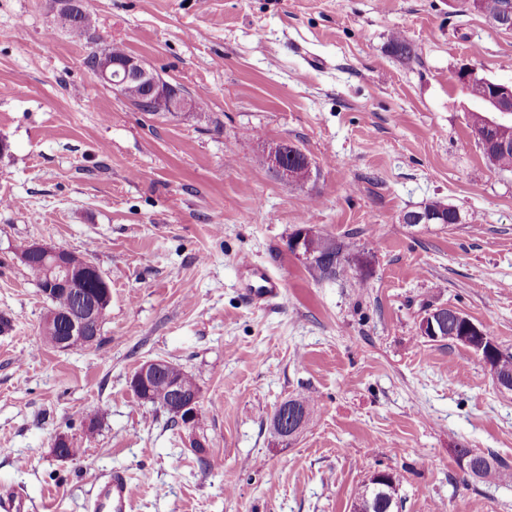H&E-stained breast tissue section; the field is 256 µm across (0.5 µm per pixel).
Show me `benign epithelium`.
Wrapping results in <instances>:
<instances>
[{"mask_svg": "<svg viewBox=\"0 0 512 512\" xmlns=\"http://www.w3.org/2000/svg\"><path fill=\"white\" fill-rule=\"evenodd\" d=\"M98 77L117 88L127 82L144 85L151 100V111L157 115H175L192 107L189 100L178 95L175 90L165 85L156 73L141 62L130 56L123 63L105 64L97 69ZM457 81L465 89L474 93L478 99L490 103V111L499 114L512 113V83H491L486 79L476 78L474 69L465 66L457 72ZM487 129L491 134L483 135L487 148L494 152L506 151L512 148V126L495 118H487ZM287 142L278 141L266 148V161L269 168L283 181L297 182L300 173L288 165L286 156ZM442 219L438 214L424 211L405 212L402 220L406 224H433ZM321 235L314 226L305 225L299 229L291 241L293 252L303 258L304 246L307 241ZM68 250L33 242L29 244L25 254L18 255L20 261L27 265L31 258H42L43 271L47 280L70 291L75 299V306L70 315V335L82 339L83 347H91L98 342L100 329L107 308L112 299V291L108 281L95 265L74 272L68 266ZM100 281L98 293L91 296L83 292L88 277ZM450 319L458 324V334L453 336L455 342L473 350L481 358L487 368H492L498 356L496 343L475 324L466 314L451 307L441 308V312L431 311L421 316L418 321V332L424 338L437 341L441 339L444 319ZM161 360L149 359L140 364L131 378V383L137 387L148 384V380L160 369ZM200 396L191 399L183 397L177 387H172L168 400L160 403L161 409L172 415L177 421L188 426L193 421ZM308 424L307 413L300 410L295 401H283L275 410L270 421L273 438L279 443H288L303 431Z\"/></svg>", "mask_w": 512, "mask_h": 512, "instance_id": "obj_1", "label": "benign epithelium"}]
</instances>
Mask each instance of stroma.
I'll use <instances>...</instances> for the list:
<instances>
[{
  "mask_svg": "<svg viewBox=\"0 0 512 512\" xmlns=\"http://www.w3.org/2000/svg\"><path fill=\"white\" fill-rule=\"evenodd\" d=\"M82 6L78 41L59 0H0V487L34 512H85L120 468L133 512H351L391 470L399 512H512V481L473 478L457 455L512 463V391L417 333L422 305H448L512 352V173L487 162L456 80L467 64L512 81V32L453 0ZM396 33L415 57L393 53ZM115 45L196 107L137 110L84 63ZM282 140L310 181L264 163ZM431 200L463 223H402ZM302 224L348 243L343 275L315 280L289 251ZM32 241L88 252L110 283L97 345L44 343L48 301L16 255ZM245 258L282 299L246 300ZM151 358L196 377L192 430L134 395ZM303 396L315 413L278 445L275 408ZM61 435L75 459L54 456ZM74 5V2L64 1V7L60 13V20L65 27H68V30L71 34H73L75 37L81 38L88 33L89 29L91 28L92 21L90 16L85 11H81L79 12L80 19L78 23L71 26L78 19L76 12L72 11V7Z\"/></svg>",
  "mask_w": 512,
  "mask_h": 512,
  "instance_id": "1",
  "label": "stroma"
}]
</instances>
